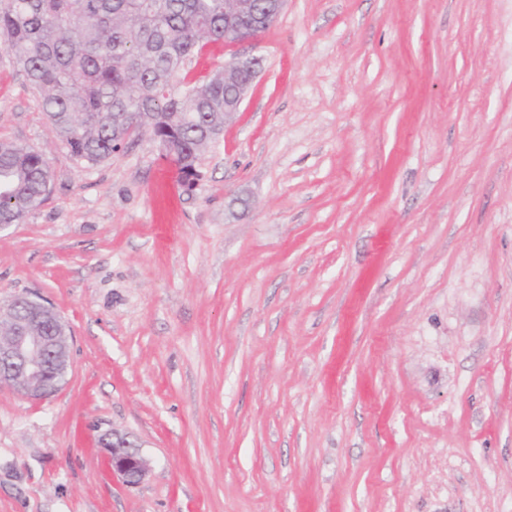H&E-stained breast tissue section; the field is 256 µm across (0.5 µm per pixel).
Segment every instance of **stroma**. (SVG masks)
<instances>
[{"mask_svg":"<svg viewBox=\"0 0 512 512\" xmlns=\"http://www.w3.org/2000/svg\"><path fill=\"white\" fill-rule=\"evenodd\" d=\"M242 50L185 193L146 136L74 158L0 49L54 174L0 307L73 338L58 394L0 388V512H512V0H288ZM99 444L109 452V460L112 472L122 477L127 485H138L146 477L149 464L138 449L135 452L126 451L124 448H137L129 443L127 437L112 430L100 436Z\"/></svg>","mask_w":512,"mask_h":512,"instance_id":"obj_1","label":"stroma"}]
</instances>
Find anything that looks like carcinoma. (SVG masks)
Listing matches in <instances>:
<instances>
[{"mask_svg":"<svg viewBox=\"0 0 512 512\" xmlns=\"http://www.w3.org/2000/svg\"><path fill=\"white\" fill-rule=\"evenodd\" d=\"M228 0H0V45L41 101L55 137L89 164L145 132L170 138L178 174L198 167L236 108L241 71L180 86L174 76L224 43ZM36 149L0 142V224H21L50 192Z\"/></svg>","mask_w":512,"mask_h":512,"instance_id":"cac0c4a2","label":"carcinoma"}]
</instances>
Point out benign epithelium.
I'll list each match as a JSON object with an SVG mask.
<instances>
[{
    "label": "benign epithelium",
    "instance_id": "7a95c632",
    "mask_svg": "<svg viewBox=\"0 0 512 512\" xmlns=\"http://www.w3.org/2000/svg\"><path fill=\"white\" fill-rule=\"evenodd\" d=\"M224 10V74L249 69L258 72V59L239 52L254 43L260 32L279 18L286 0H266L257 8L254 0H230ZM10 331L0 339V388H8L28 400H44L57 394L70 365L71 337L61 318L46 301L23 297L12 301L0 313V327ZM99 444L109 452L112 472L128 485H138L146 477L149 464L141 451H128L127 437L114 431L100 436Z\"/></svg>",
    "mask_w": 512,
    "mask_h": 512
}]
</instances>
